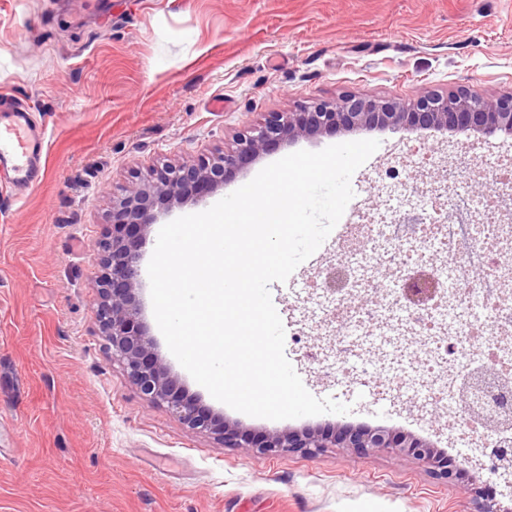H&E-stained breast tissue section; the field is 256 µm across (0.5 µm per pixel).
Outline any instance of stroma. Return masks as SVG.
I'll use <instances>...</instances> for the list:
<instances>
[{
	"label": "stroma",
	"instance_id": "obj_1",
	"mask_svg": "<svg viewBox=\"0 0 512 512\" xmlns=\"http://www.w3.org/2000/svg\"><path fill=\"white\" fill-rule=\"evenodd\" d=\"M512 92V0H0V97L35 105L46 130L44 177L18 193L0 185V512H473L427 465L381 451L329 448L263 457L227 448L144 400L99 330L94 258L112 194L149 168L231 146L268 113L351 94L412 100L423 90ZM379 140L353 174L341 226L270 286L285 353L307 390L346 414L273 421L215 400L170 353L149 286L139 299L155 351L189 396L255 433L388 427L455 461L473 456L446 411L377 395L356 370L336 375V338L311 284L346 249L344 227L377 194L378 176L413 149L448 154L481 144L465 186L482 196L512 138L434 130H372ZM303 138L161 214L198 213L299 150Z\"/></svg>",
	"mask_w": 512,
	"mask_h": 512
}]
</instances>
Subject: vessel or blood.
Returning a JSON list of instances; mask_svg holds the SVG:
<instances>
[{"label": "vessel or blood", "instance_id": "vessel-or-blood-1", "mask_svg": "<svg viewBox=\"0 0 512 512\" xmlns=\"http://www.w3.org/2000/svg\"><path fill=\"white\" fill-rule=\"evenodd\" d=\"M44 151V133L33 125L27 108L17 105L0 114V166L10 169L16 185L29 190L38 185Z\"/></svg>", "mask_w": 512, "mask_h": 512}]
</instances>
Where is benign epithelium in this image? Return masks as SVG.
Masks as SVG:
<instances>
[{
    "mask_svg": "<svg viewBox=\"0 0 512 512\" xmlns=\"http://www.w3.org/2000/svg\"><path fill=\"white\" fill-rule=\"evenodd\" d=\"M435 129L450 134L463 133L477 138L503 133L512 136V92L487 97L460 89L447 94L423 92L411 104L373 96L344 95L324 101L301 112H272L264 123L240 133L227 148L209 150L195 161L166 164L151 169L141 182L112 194L109 214L110 231L97 245L100 275L97 280L99 302L97 321L101 333L112 348L128 380L147 401L161 403L192 430L215 436L226 448H250L261 456H279L295 450L317 454L324 448H350L394 453L421 461L431 472L448 483L462 485L464 493L478 498L474 512H503L492 497L479 491V473L467 474L457 464H448L424 439L387 427L346 428L335 432L284 431L257 436L249 430L232 426L183 394L153 350L152 339L141 320L137 292L141 286V251L148 241L152 224L157 222V207L171 208L186 201L191 188L206 183L217 190L238 171L250 166L264 154L286 141L322 134H342L364 129ZM407 302L434 308L445 306L444 294L436 277L407 268L397 274ZM374 296L362 297L360 307L372 306L379 318H393L388 302ZM403 336L397 337L399 355L380 356L383 365L407 378L408 389L419 393L429 382L405 354ZM508 376L497 363L474 368L460 385V398L467 401L480 424L494 427L492 419L481 411V400L489 380ZM495 460L488 467L498 478L512 477V447L497 448Z\"/></svg>",
    "mask_w": 512,
    "mask_h": 512,
    "instance_id": "obj_1",
    "label": "benign epithelium"
}]
</instances>
